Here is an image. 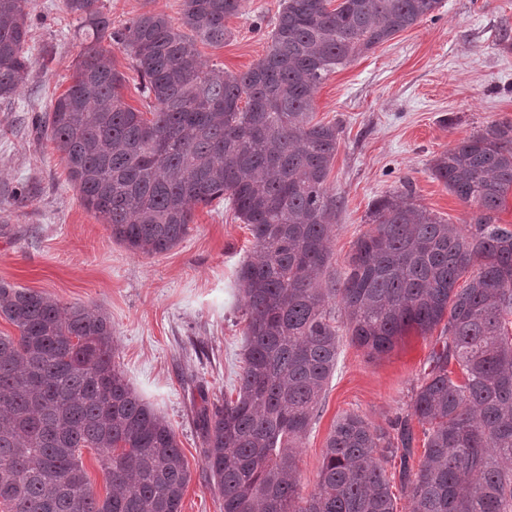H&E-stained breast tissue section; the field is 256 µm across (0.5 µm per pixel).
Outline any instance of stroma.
<instances>
[{
  "instance_id": "obj_1",
  "label": "stroma",
  "mask_w": 512,
  "mask_h": 512,
  "mask_svg": "<svg viewBox=\"0 0 512 512\" xmlns=\"http://www.w3.org/2000/svg\"><path fill=\"white\" fill-rule=\"evenodd\" d=\"M282 0H244L225 22L223 46L195 48L206 66L238 75L263 57ZM112 27L151 11L180 24L183 0H99ZM33 64L17 94L0 101V282L105 313L114 361L167 421L191 478L181 512H224L201 454L193 404L237 397L244 366V303L237 272L254 239L230 201L197 206L171 250L136 255L112 240L82 203L52 142L36 133L52 99L72 83L83 50L60 0H33ZM314 118L339 129L326 187L338 204L330 267L340 277L369 211L399 192L452 224L473 212L433 178L442 152L512 122V0H442L411 29L332 73L314 96ZM440 331H411L387 355L367 356L341 337L336 371L295 450L300 486L318 480L327 439L355 412L396 431L427 374Z\"/></svg>"
}]
</instances>
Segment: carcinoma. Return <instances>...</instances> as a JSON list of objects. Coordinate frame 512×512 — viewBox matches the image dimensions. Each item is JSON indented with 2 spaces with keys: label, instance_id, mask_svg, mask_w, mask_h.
Masks as SVG:
<instances>
[{
  "label": "carcinoma",
  "instance_id": "carcinoma-1",
  "mask_svg": "<svg viewBox=\"0 0 512 512\" xmlns=\"http://www.w3.org/2000/svg\"><path fill=\"white\" fill-rule=\"evenodd\" d=\"M99 0H62L83 51L39 133L61 154L84 205L136 255L164 253L194 209L232 201L254 259L237 283L247 315L237 399L196 411L204 464L224 512H395L384 463L400 455L413 512H512V122L435 159L431 171L475 207L450 224L394 192L369 213L340 278L327 276L336 197L326 180L338 127L313 122L318 86L354 57L432 15L441 0H283L267 52L241 75L205 69L188 32L224 44L244 0H184L181 25L146 12L122 31ZM31 0H0V99L32 65ZM135 61L149 115L128 106L104 42ZM464 286L458 287L459 280ZM338 299L369 358L404 334L443 325L410 416L430 425L412 472L414 434L347 413L327 440L316 487L301 494L291 448L336 370ZM0 505L7 512H181L190 473L166 420L114 361L112 322L81 305L0 283ZM458 365L462 381L448 370ZM103 456L95 495L78 460Z\"/></svg>",
  "mask_w": 512,
  "mask_h": 512
}]
</instances>
